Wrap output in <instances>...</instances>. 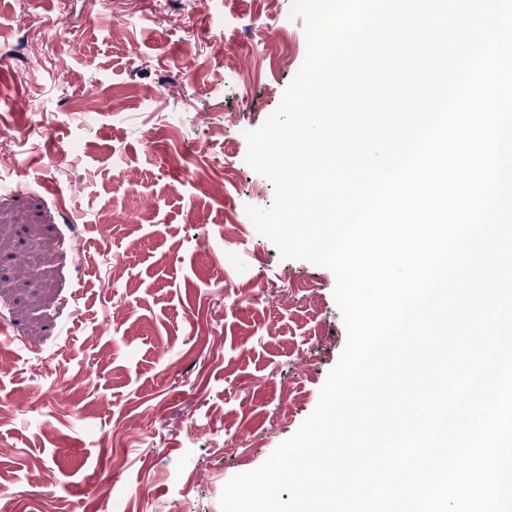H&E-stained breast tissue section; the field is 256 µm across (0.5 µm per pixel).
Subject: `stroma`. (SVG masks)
<instances>
[{
    "label": "stroma",
    "mask_w": 512,
    "mask_h": 512,
    "mask_svg": "<svg viewBox=\"0 0 512 512\" xmlns=\"http://www.w3.org/2000/svg\"><path fill=\"white\" fill-rule=\"evenodd\" d=\"M292 5L0 0L21 42L32 19L61 24L69 64L10 60L23 80L0 83V490L15 512H128L125 492L129 512H221L228 481L316 409L347 341L336 277L281 259L246 212L274 190L244 133L306 56ZM42 464L51 482L34 480Z\"/></svg>",
    "instance_id": "obj_1"
}]
</instances>
